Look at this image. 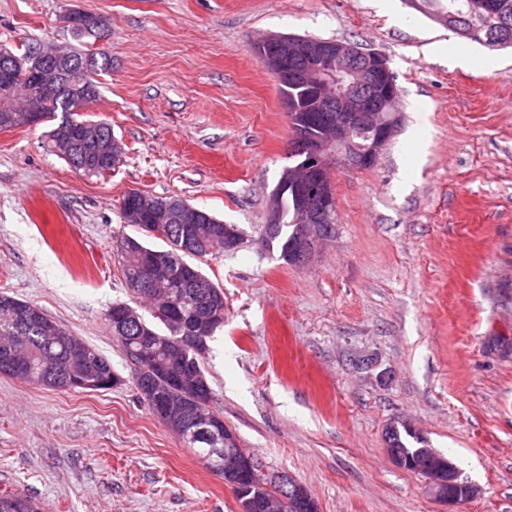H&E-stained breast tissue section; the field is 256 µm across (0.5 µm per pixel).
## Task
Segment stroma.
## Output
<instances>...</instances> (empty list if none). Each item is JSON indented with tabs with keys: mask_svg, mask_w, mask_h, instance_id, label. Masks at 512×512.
<instances>
[{
	"mask_svg": "<svg viewBox=\"0 0 512 512\" xmlns=\"http://www.w3.org/2000/svg\"><path fill=\"white\" fill-rule=\"evenodd\" d=\"M72 10L105 22L88 48L112 72L85 116L111 123L123 159L90 177L47 151L50 123L0 132V292L95 345L122 382L0 375V491L43 512H238L142 401L104 321L131 299L113 245L139 190L242 232L201 263L224 290L202 367L267 476L294 475L320 512H448L388 457L402 421L476 487L461 512H512V49L404 0H0V46L73 47ZM283 34L379 52L399 90L396 135L375 166L336 175V233L305 266L257 243L292 132L252 45Z\"/></svg>",
	"mask_w": 512,
	"mask_h": 512,
	"instance_id": "stroma-1",
	"label": "stroma"
}]
</instances>
